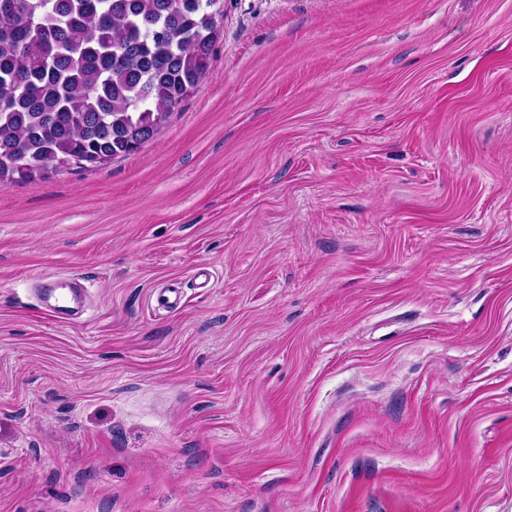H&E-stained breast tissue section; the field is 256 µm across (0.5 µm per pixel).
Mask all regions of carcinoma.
I'll return each instance as SVG.
<instances>
[{"mask_svg":"<svg viewBox=\"0 0 512 512\" xmlns=\"http://www.w3.org/2000/svg\"><path fill=\"white\" fill-rule=\"evenodd\" d=\"M0 0V183L67 160L102 168L145 144L207 75L208 0Z\"/></svg>","mask_w":512,"mask_h":512,"instance_id":"obj_1","label":"carcinoma"}]
</instances>
